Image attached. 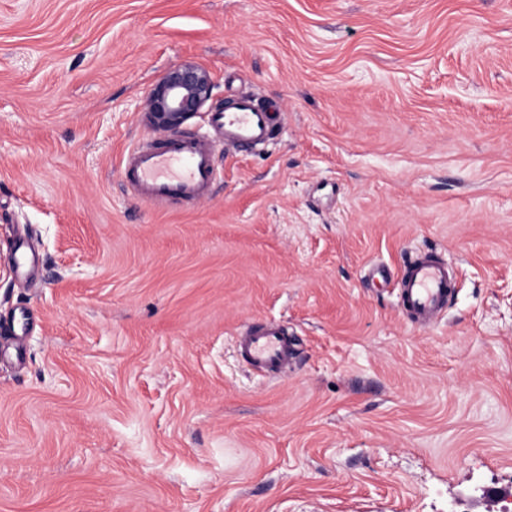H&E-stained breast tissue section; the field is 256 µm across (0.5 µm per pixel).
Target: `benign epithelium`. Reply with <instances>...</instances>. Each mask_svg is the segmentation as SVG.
I'll return each instance as SVG.
<instances>
[{"mask_svg":"<svg viewBox=\"0 0 512 512\" xmlns=\"http://www.w3.org/2000/svg\"><path fill=\"white\" fill-rule=\"evenodd\" d=\"M212 91L208 70L194 61H183L167 70L148 91L149 121L157 129L176 128L201 111Z\"/></svg>","mask_w":512,"mask_h":512,"instance_id":"benign-epithelium-1","label":"benign epithelium"}]
</instances>
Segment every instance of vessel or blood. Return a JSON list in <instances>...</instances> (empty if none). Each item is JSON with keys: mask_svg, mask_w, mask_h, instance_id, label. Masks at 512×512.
<instances>
[{"mask_svg": "<svg viewBox=\"0 0 512 512\" xmlns=\"http://www.w3.org/2000/svg\"><path fill=\"white\" fill-rule=\"evenodd\" d=\"M276 130L275 115L252 95H233L214 113L204 132H178L137 142L124 156L121 181L131 195L153 205L196 203L220 179L219 146L252 150L265 146ZM453 279L447 262L431 251L406 255L398 288L402 310L417 327L436 323L448 305ZM247 364L280 371L292 355L284 330L276 325L249 327L240 339Z\"/></svg>", "mask_w": 512, "mask_h": 512, "instance_id": "1", "label": "vessel or blood"}]
</instances>
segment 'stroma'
Here are the masks:
<instances>
[{
  "label": "stroma",
  "mask_w": 512,
  "mask_h": 512,
  "mask_svg": "<svg viewBox=\"0 0 512 512\" xmlns=\"http://www.w3.org/2000/svg\"><path fill=\"white\" fill-rule=\"evenodd\" d=\"M192 60L277 105L190 208L134 199ZM30 244V274L12 258ZM456 271L398 310L407 253ZM288 333L277 375L238 349ZM512 0H0V512H499ZM453 279L448 263L432 251H412L404 259L398 288L402 310L417 327L436 323L448 305Z\"/></svg>",
  "instance_id": "35a3bbf8"
}]
</instances>
